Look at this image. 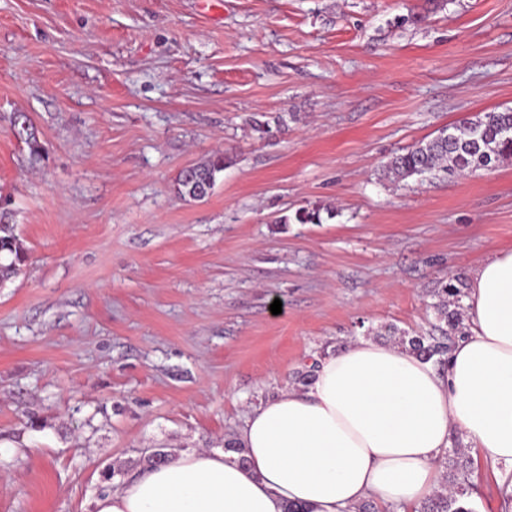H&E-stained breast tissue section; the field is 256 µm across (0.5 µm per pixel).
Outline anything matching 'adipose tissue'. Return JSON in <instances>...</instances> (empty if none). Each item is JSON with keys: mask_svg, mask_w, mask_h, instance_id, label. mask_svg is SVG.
<instances>
[{"mask_svg": "<svg viewBox=\"0 0 512 512\" xmlns=\"http://www.w3.org/2000/svg\"><path fill=\"white\" fill-rule=\"evenodd\" d=\"M470 334L437 366L362 339L320 360L315 377L252 408L246 465L189 449L96 497L93 512H419L455 435L512 472V250L468 284Z\"/></svg>", "mask_w": 512, "mask_h": 512, "instance_id": "adipose-tissue-1", "label": "adipose tissue"}]
</instances>
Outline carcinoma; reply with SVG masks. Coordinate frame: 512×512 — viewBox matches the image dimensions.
<instances>
[{
	"label": "carcinoma",
	"instance_id": "1",
	"mask_svg": "<svg viewBox=\"0 0 512 512\" xmlns=\"http://www.w3.org/2000/svg\"><path fill=\"white\" fill-rule=\"evenodd\" d=\"M15 134L29 148L31 162L43 159V148L37 132L25 115L13 120ZM512 159V109L486 112L463 118L428 141H420L403 154L391 158L383 169L384 177L393 181L438 171L453 174H475L491 170ZM231 163L224 153L180 172L174 190L187 201H202L213 190L217 176ZM9 203L0 207V284L17 276L27 260V252L8 221ZM432 308L440 335H408L392 326L386 332L398 336L396 344L420 354L428 360L443 363L456 341L469 334L463 319L462 300L465 283L439 282L431 290ZM450 473L443 484L421 506L420 512H475L471 501L473 485L469 481L472 461L464 449L454 446L448 451Z\"/></svg>",
	"mask_w": 512,
	"mask_h": 512
}]
</instances>
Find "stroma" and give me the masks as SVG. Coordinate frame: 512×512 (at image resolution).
I'll use <instances>...</instances> for the list:
<instances>
[{
  "label": "stroma",
  "mask_w": 512,
  "mask_h": 512,
  "mask_svg": "<svg viewBox=\"0 0 512 512\" xmlns=\"http://www.w3.org/2000/svg\"><path fill=\"white\" fill-rule=\"evenodd\" d=\"M506 107L512 0H0V195L28 254L0 285V512H91L105 469L223 450L322 353L429 330L440 280L512 250V162L380 170ZM218 150L212 193L178 197ZM471 481L476 512H512L507 475ZM13 127L15 134L28 146L31 162L35 164L41 162L43 159V148L29 118L25 115L15 117ZM231 158L216 153L207 160L185 168L175 180L174 190L187 201H202L213 190L217 176L230 164Z\"/></svg>",
  "instance_id": "35a3bbf8"
}]
</instances>
